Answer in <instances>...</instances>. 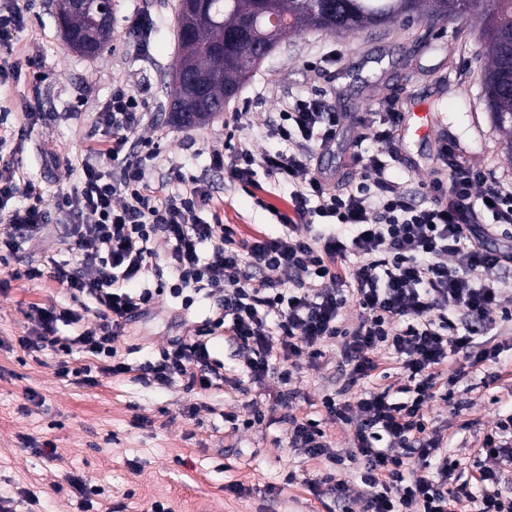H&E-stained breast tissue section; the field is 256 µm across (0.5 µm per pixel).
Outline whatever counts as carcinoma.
<instances>
[{"label":"carcinoma","mask_w":512,"mask_h":512,"mask_svg":"<svg viewBox=\"0 0 512 512\" xmlns=\"http://www.w3.org/2000/svg\"><path fill=\"white\" fill-rule=\"evenodd\" d=\"M314 0H204L203 22L178 15L177 70L191 69L201 88L172 89L192 124H203L224 111L257 65L251 42L229 45L226 34L243 24L255 27L256 39L271 44L290 40L308 29L351 36L398 19L464 22L479 14L485 19L481 39L487 63L482 87L494 128L503 134L502 151L512 160V0H335L323 14L313 12ZM58 23L63 37L87 29V17L71 0H59ZM112 22L94 30L96 52L110 38Z\"/></svg>","instance_id":"obj_1"}]
</instances>
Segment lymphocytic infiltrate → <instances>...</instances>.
<instances>
[{"mask_svg": "<svg viewBox=\"0 0 512 512\" xmlns=\"http://www.w3.org/2000/svg\"><path fill=\"white\" fill-rule=\"evenodd\" d=\"M24 24L21 10L0 7V84L19 69L12 46ZM145 106L138 92L113 88L96 117L107 146L90 149L70 194L47 200L38 184L0 170V208L19 194L28 200L8 209L0 248L14 249L26 233L53 217L64 219L65 244L78 260L55 266L53 277L72 296L91 298L96 318L94 326L62 336L58 323L79 324L80 316L33 307L38 332L19 337V345L50 353L58 375L79 385H96L100 372L129 374L115 344L128 321L152 309L149 278L170 273V291L185 305L204 290L221 311L146 363L145 377L209 386L221 365L212 361L208 339L219 336L246 355L252 383L273 371L286 383L301 367L319 369L326 345L336 342L346 371L322 404L338 424L352 427L353 444L329 454L318 422L293 415L290 444L339 468L361 460L362 492L352 497L340 472L311 480L314 490L343 502L345 512H357L356 501L358 512H459L467 503L476 512H512V412L494 421L480 448L482 465L458 484L451 481L458 462L442 452L426 413L431 402L452 399L443 375L449 356L477 365L501 353L486 330L496 319L512 320V190L488 169L462 160L444 139L428 182L414 188L394 176L401 115L390 100L363 121V133L351 143L350 162L361 181L337 187L315 157L335 146L347 117L312 93L280 101L267 133L283 149L259 153L243 138L212 159L250 193L261 191V171L292 188L288 212L265 205L282 233L242 238L232 225L201 220L211 200L205 181L191 180L174 194L168 177L149 178L142 160L132 158L129 136ZM315 215L332 220L335 232L294 233ZM160 238L172 245L163 268L151 261ZM350 301L360 309L351 325L342 314ZM77 351L85 361L75 367L70 358ZM389 360L412 385L406 400L390 394Z\"/></svg>", "mask_w": 512, "mask_h": 512, "instance_id": "obj_1", "label": "lymphocytic infiltrate"}]
</instances>
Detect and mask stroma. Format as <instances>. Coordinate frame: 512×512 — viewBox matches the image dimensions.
<instances>
[{
  "instance_id": "35a3bbf8",
  "label": "stroma",
  "mask_w": 512,
  "mask_h": 512,
  "mask_svg": "<svg viewBox=\"0 0 512 512\" xmlns=\"http://www.w3.org/2000/svg\"><path fill=\"white\" fill-rule=\"evenodd\" d=\"M25 26L13 40V57L37 56L43 81L28 70L0 85V125L24 128L0 144V167L12 165L41 183L47 198L72 192L88 148L99 136L96 114L116 83L130 85L146 100L137 134L152 139L159 155L145 161L146 174L157 178L167 170L209 182L213 200L201 210L204 221L221 219L242 235H278L275 216L257 206L248 193L231 183L211 158L223 151L227 131L223 115L198 126L173 123L169 85L177 64V0H112V40L94 59L67 49L57 26L52 0L28 6L19 0ZM155 23L151 63L139 61L122 33L141 12ZM481 23L400 22L343 37L306 30L280 44L257 68L230 106L248 112L243 137L256 150L268 148L263 132L279 99L308 93L325 94L333 111L366 116L391 99L404 119L399 128L400 161L395 170L416 185L429 181L440 137L455 141L467 161L487 167L512 186V161L501 152L482 97L483 61L478 55ZM330 57L318 68L321 57ZM41 112L36 125L24 124L27 109ZM347 125L333 151L319 158L320 167L351 183L361 173L349 165V144L360 135ZM66 227L50 224L34 240L0 252V496L33 493L35 512H85L79 499L55 493L54 484L79 472L101 491V499L122 505L123 512H151L162 503L171 512H336L332 499L319 496L307 479L327 473L325 460H310L289 446L288 412L319 422L329 440L345 442L350 428L337 425L321 404L336 386L337 347L329 345L327 364L303 370L289 386L298 397L282 406L278 376L249 382L241 358L222 340L208 343L213 359L223 362L224 378L209 388L187 389L180 379L150 385L132 375H98L95 386H81L59 377L55 360L35 361L18 344L32 328L33 305L68 308L93 325L88 298H73L51 277L21 278L27 265L47 268L49 260L72 261L63 237ZM217 301L194 296L190 309L170 292L158 296L150 314L129 322L117 344L134 366L158 358L173 340L187 334L191 323L217 314ZM512 370V355L500 362L473 366L463 358L448 365L463 371L454 388L459 414L434 403L429 418L451 435L449 452L462 475L474 472L473 450L483 443L496 414L512 411L499 400L500 388L486 384L488 373ZM36 399H29V392ZM262 394L270 421L232 429L223 419L233 411L247 418L251 395ZM53 442L58 461L43 463L28 441Z\"/></svg>"
}]
</instances>
